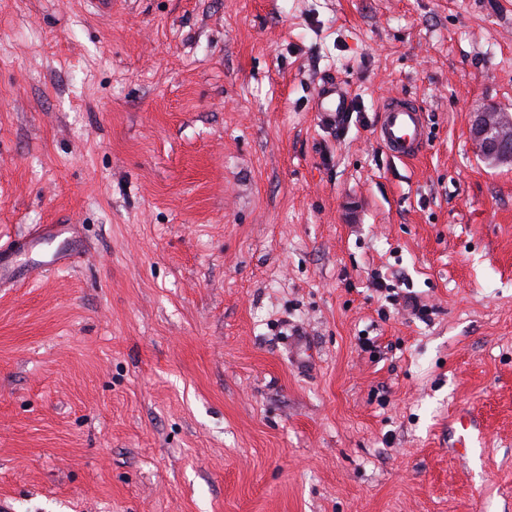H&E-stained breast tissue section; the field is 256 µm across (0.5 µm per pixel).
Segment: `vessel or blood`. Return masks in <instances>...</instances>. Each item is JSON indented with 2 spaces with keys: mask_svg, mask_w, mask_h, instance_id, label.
I'll return each mask as SVG.
<instances>
[{
  "mask_svg": "<svg viewBox=\"0 0 512 512\" xmlns=\"http://www.w3.org/2000/svg\"><path fill=\"white\" fill-rule=\"evenodd\" d=\"M351 105L349 91L330 79L324 81L317 95V110L329 123L341 120ZM376 140L393 156L407 160L417 156L425 143V124L422 110L405 97L388 99L380 110L375 128Z\"/></svg>",
  "mask_w": 512,
  "mask_h": 512,
  "instance_id": "b4317fda",
  "label": "vessel or blood"
}]
</instances>
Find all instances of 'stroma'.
I'll return each mask as SVG.
<instances>
[{
	"instance_id": "1",
	"label": "stroma",
	"mask_w": 512,
	"mask_h": 512,
	"mask_svg": "<svg viewBox=\"0 0 512 512\" xmlns=\"http://www.w3.org/2000/svg\"><path fill=\"white\" fill-rule=\"evenodd\" d=\"M391 96L425 115L409 161L374 137ZM488 108L512 0H0V247L76 236L0 284L6 512H512ZM316 112H321L323 119L329 123H338L345 112H349L351 97L349 91L330 79L323 81L317 95ZM62 230H64V229L59 224H46V226L43 228V230L41 231V233L38 236L32 237V238H29L27 236L18 238L17 240L14 241L13 249L11 251L3 252V250H1V252H0V277L2 278L4 275H6L10 271L11 263H12V259H13L14 255L28 251L29 248L33 245V242L35 240L49 239V238L56 237L57 235H59L62 232Z\"/></svg>"
}]
</instances>
